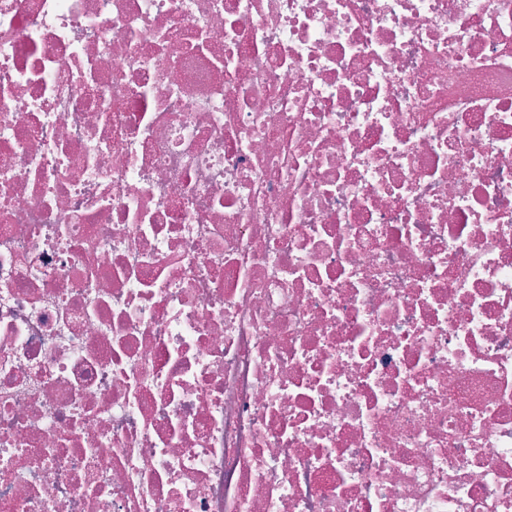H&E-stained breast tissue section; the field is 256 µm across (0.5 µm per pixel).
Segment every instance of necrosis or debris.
<instances>
[{
    "instance_id": "obj_1",
    "label": "necrosis or debris",
    "mask_w": 512,
    "mask_h": 512,
    "mask_svg": "<svg viewBox=\"0 0 512 512\" xmlns=\"http://www.w3.org/2000/svg\"><path fill=\"white\" fill-rule=\"evenodd\" d=\"M0 512H512V0H0Z\"/></svg>"
}]
</instances>
